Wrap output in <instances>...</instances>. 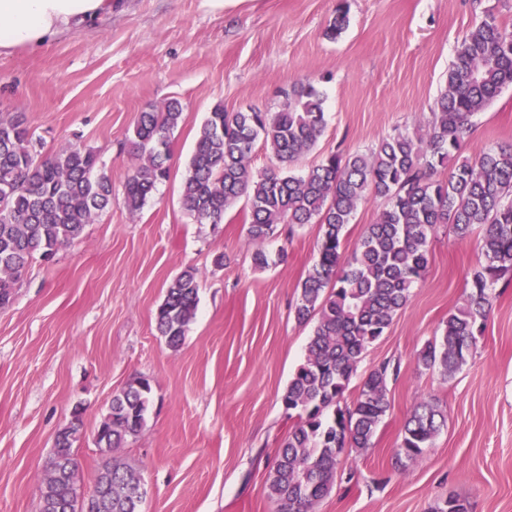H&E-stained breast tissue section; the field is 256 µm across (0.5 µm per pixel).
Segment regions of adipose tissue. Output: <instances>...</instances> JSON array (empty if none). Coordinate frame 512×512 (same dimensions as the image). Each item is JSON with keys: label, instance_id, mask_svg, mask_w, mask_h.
Returning <instances> with one entry per match:
<instances>
[{"label": "adipose tissue", "instance_id": "1", "mask_svg": "<svg viewBox=\"0 0 512 512\" xmlns=\"http://www.w3.org/2000/svg\"><path fill=\"white\" fill-rule=\"evenodd\" d=\"M111 9L112 0H0V53L43 44Z\"/></svg>", "mask_w": 512, "mask_h": 512}]
</instances>
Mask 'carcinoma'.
Instances as JSON below:
<instances>
[{"label": "carcinoma", "mask_w": 512, "mask_h": 512, "mask_svg": "<svg viewBox=\"0 0 512 512\" xmlns=\"http://www.w3.org/2000/svg\"><path fill=\"white\" fill-rule=\"evenodd\" d=\"M347 26V9L339 4L324 36L335 40ZM506 88H512V28L489 11L457 43L446 88L419 133L396 128L373 148L346 156L328 151L296 174L292 166L315 148L326 127L323 94L311 80L294 85L274 112H226L218 105L201 127L183 183L184 205L198 223H224L226 210L244 197L251 243L276 236L281 224H317L321 230L318 259L295 306L299 322L314 316L317 321L305 359L282 396L296 422L268 476L277 512H314L333 488L341 455L372 446L389 408V375L398 367L384 362L352 400L345 393L368 346L384 335L425 275L430 243L442 224L461 240L482 228L485 262L469 273L464 304L448 315L441 339L426 344L418 365H438L451 376L468 364L486 328L494 285L512 271V145L487 149L473 160L462 150L472 117ZM182 119L177 99L138 113L130 139L134 163L123 186L130 214L140 212L168 178L170 139ZM259 140L277 168L253 169ZM370 194L387 204L346 257L345 228ZM111 205L112 178L95 151L71 145L43 158L22 116L0 118V307L10 303L34 256L51 260ZM197 295L193 269L167 288L156 329L172 348L183 342ZM150 398L151 385L142 378L114 395L95 430L96 446L110 453L137 434ZM439 416L431 403L417 404L395 463L407 467L422 455L440 430ZM82 428L79 409L56 437L41 512H83L72 457ZM141 488L138 475L112 458L97 476L91 512H141ZM434 512H468V505L450 494Z\"/></svg>", "instance_id": "1"}]
</instances>
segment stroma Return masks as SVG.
<instances>
[{"label": "stroma", "instance_id": "35a3bbf8", "mask_svg": "<svg viewBox=\"0 0 512 512\" xmlns=\"http://www.w3.org/2000/svg\"><path fill=\"white\" fill-rule=\"evenodd\" d=\"M341 2L349 24L331 41L323 32ZM489 8L512 26V0H118L44 45L0 55V116L23 114L43 153L72 144L97 151L113 186L111 207L52 261L34 258L0 309V512H40L55 438L78 406L83 495L113 456L142 478V512H276L267 478L293 424L282 396L313 330L294 310L321 231L281 229L260 247L270 266L255 268L246 199L216 225L183 206L196 137L215 105L274 110L307 79L324 94L327 124L299 169L335 147L367 150L396 128L416 133L457 42ZM170 98L181 101L183 120L169 176L133 215L123 199L128 139L142 108ZM511 144L509 88L473 117L463 154ZM483 260L481 233L461 240L439 228L424 278L357 370L362 378L385 361L399 367L373 446L342 457L315 512H431L451 494L469 512H512V273L496 283L463 370L417 366ZM188 268L198 273V305L174 349L155 318L168 284ZM135 377L152 386L145 425L104 455L94 432ZM423 400L438 404L445 424L403 469L394 450Z\"/></svg>", "mask_w": 512, "mask_h": 512}]
</instances>
